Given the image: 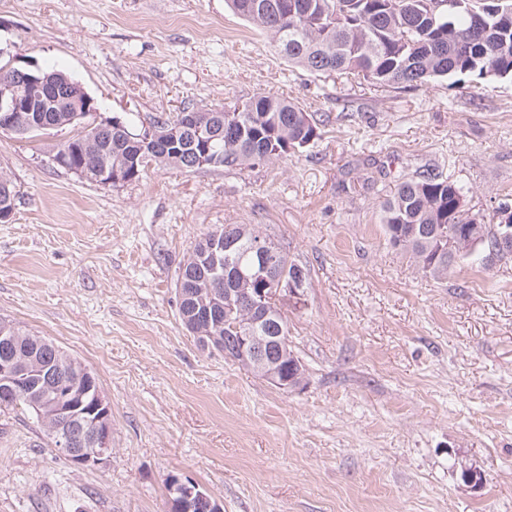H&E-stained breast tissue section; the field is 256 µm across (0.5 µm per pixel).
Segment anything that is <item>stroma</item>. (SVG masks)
<instances>
[{
    "label": "stroma",
    "mask_w": 512,
    "mask_h": 512,
    "mask_svg": "<svg viewBox=\"0 0 512 512\" xmlns=\"http://www.w3.org/2000/svg\"><path fill=\"white\" fill-rule=\"evenodd\" d=\"M0 48L65 72L96 120L137 133L259 93L321 129L269 162L152 163L115 186L54 161L74 128L0 133L18 191L0 223V320L91 369L112 412V456L86 467L28 411L0 408V512H168L173 475L224 512H512V258L482 248L434 277L380 222L383 199L427 172L464 185L485 223L512 208V80L402 91L318 76L226 0H0ZM227 224L255 225L307 271L283 304L295 390L181 325L179 267Z\"/></svg>",
    "instance_id": "1"
}]
</instances>
